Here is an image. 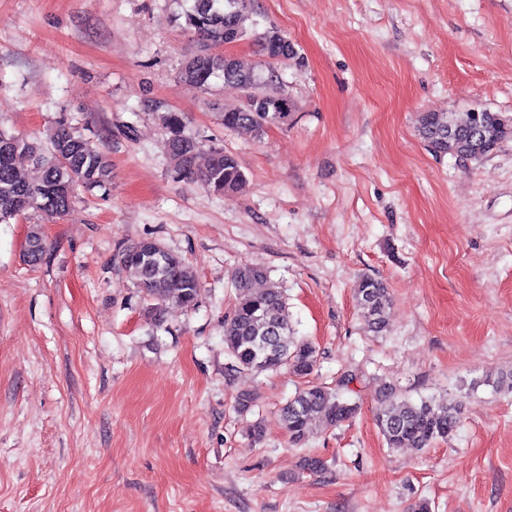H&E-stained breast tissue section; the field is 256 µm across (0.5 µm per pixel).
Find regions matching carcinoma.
Here are the masks:
<instances>
[{"mask_svg":"<svg viewBox=\"0 0 512 512\" xmlns=\"http://www.w3.org/2000/svg\"><path fill=\"white\" fill-rule=\"evenodd\" d=\"M255 25L252 0H193L191 9L184 13V29L190 33L195 50L182 61L179 76L203 92L215 78L241 89L240 101L215 102L214 109L219 111L225 129L260 140L270 127L287 123L294 111V101L282 86L280 67L299 56L294 45L276 30L259 36L262 60L255 66L219 52L221 47L245 39ZM153 112L164 132L165 156L177 177L216 195L230 196L243 189L246 175L232 152L222 146L205 147L189 132L184 113L158 105ZM416 130L431 153L450 155L462 162L487 157L512 135L509 120L486 109L470 111L461 119L451 112H422ZM202 154L207 160L200 166L197 158ZM19 156L31 161L36 178L17 170ZM111 176L109 158L74 126L58 124L43 138L0 129L1 224L31 210L51 218L64 216L71 210L77 188H102ZM45 250L41 226L34 224L27 234L24 260L37 263ZM113 263L134 273L145 300L144 312L156 323L162 321L170 303L186 308L198 303V282L185 260L155 240L120 246ZM265 279V269L257 265L242 264L234 271L236 303L224 321V348L232 359V369L257 373L285 369L307 376L317 362L316 348L294 336L286 298L279 289L255 288ZM355 296L369 329L376 334L385 332L391 298L384 282L364 277L355 288ZM350 381V375L345 374L334 389L308 385L288 398L281 418L292 442L305 440L315 418L336 427L355 414L356 403L343 397ZM375 422L388 447L423 450L455 434L460 408L453 401L440 404L422 398L415 402L390 388L383 393Z\"/></svg>","mask_w":512,"mask_h":512,"instance_id":"cac0c4a2","label":"carcinoma"}]
</instances>
